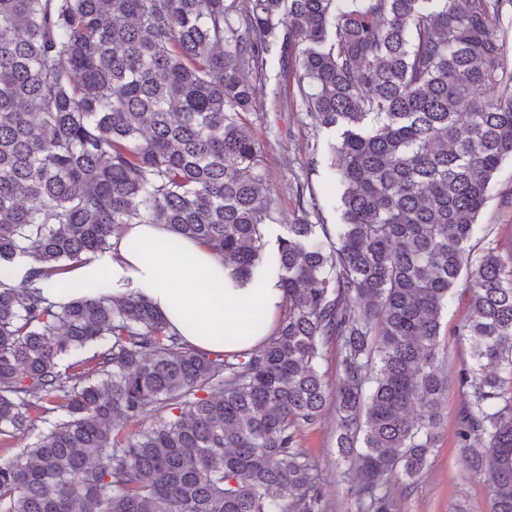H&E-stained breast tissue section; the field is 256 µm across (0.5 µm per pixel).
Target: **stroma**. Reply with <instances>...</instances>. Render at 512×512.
<instances>
[{"label":"stroma","instance_id":"35a3bbf8","mask_svg":"<svg viewBox=\"0 0 512 512\" xmlns=\"http://www.w3.org/2000/svg\"><path fill=\"white\" fill-rule=\"evenodd\" d=\"M278 70L276 57H269L263 104L251 114L250 121L255 137L263 145L267 180L280 195L279 221H293L295 205L288 187L299 181L308 184L324 223H341L335 175L325 149L329 135L312 131L305 113L292 102V90L277 82ZM510 198L512 159L505 160L491 180L488 199L469 243L473 254L493 245L502 256L512 255V208L505 205ZM467 313L468 294L463 287H456L442 312L441 346L447 356L444 371L451 379L442 408V437L414 484H391L400 512H491L488 481L462 467L456 441L457 418L466 396L454 378L469 359L468 344L458 336L456 328ZM297 446L321 471L320 489L329 512H356L354 491L347 476L349 465L336 461L334 405H327L315 424L299 428Z\"/></svg>","mask_w":512,"mask_h":512}]
</instances>
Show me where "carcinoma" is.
<instances>
[{
    "label": "carcinoma",
    "instance_id": "carcinoma-1",
    "mask_svg": "<svg viewBox=\"0 0 512 512\" xmlns=\"http://www.w3.org/2000/svg\"><path fill=\"white\" fill-rule=\"evenodd\" d=\"M508 0H0V512H327L296 448L329 396L360 512H399L441 438V313L459 280L471 361L463 463L512 512V263L467 248L512 158ZM280 71L332 131L341 224L278 198L249 125ZM165 224L284 313L258 348L186 344L142 294L51 302L40 280ZM31 446L12 453L19 432Z\"/></svg>",
    "mask_w": 512,
    "mask_h": 512
}]
</instances>
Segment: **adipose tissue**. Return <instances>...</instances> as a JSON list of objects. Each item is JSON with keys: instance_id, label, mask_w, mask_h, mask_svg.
Masks as SVG:
<instances>
[{"instance_id": "obj_1", "label": "adipose tissue", "mask_w": 512, "mask_h": 512, "mask_svg": "<svg viewBox=\"0 0 512 512\" xmlns=\"http://www.w3.org/2000/svg\"><path fill=\"white\" fill-rule=\"evenodd\" d=\"M142 250H135L133 242ZM111 278L113 295H146L170 329L188 345L210 353H239L258 347L275 329L284 304L277 278L257 277L241 284L229 267L197 240L175 238L163 224H128L109 258L93 260L45 280L44 292L59 299L61 283L77 284L82 294L97 295ZM259 304L260 327L245 310Z\"/></svg>"}]
</instances>
